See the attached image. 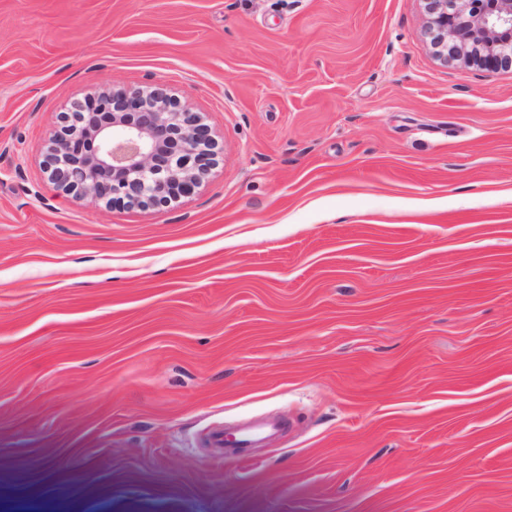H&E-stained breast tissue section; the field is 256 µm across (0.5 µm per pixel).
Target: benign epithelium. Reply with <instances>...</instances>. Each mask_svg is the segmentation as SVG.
<instances>
[{"instance_id":"1","label":"benign epithelium","mask_w":512,"mask_h":512,"mask_svg":"<svg viewBox=\"0 0 512 512\" xmlns=\"http://www.w3.org/2000/svg\"><path fill=\"white\" fill-rule=\"evenodd\" d=\"M436 55L448 60L474 44L480 56L512 64V0H424ZM74 113L46 156L49 180L97 201L146 206L192 194L207 174L205 147L215 141L203 116L156 87L114 88Z\"/></svg>"}]
</instances>
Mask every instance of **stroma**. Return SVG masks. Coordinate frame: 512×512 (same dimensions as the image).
<instances>
[{
  "mask_svg": "<svg viewBox=\"0 0 512 512\" xmlns=\"http://www.w3.org/2000/svg\"><path fill=\"white\" fill-rule=\"evenodd\" d=\"M424 6L0 0V512H512V67ZM158 83L192 195L49 181L71 102Z\"/></svg>",
  "mask_w": 512,
  "mask_h": 512,
  "instance_id": "obj_1",
  "label": "stroma"
}]
</instances>
